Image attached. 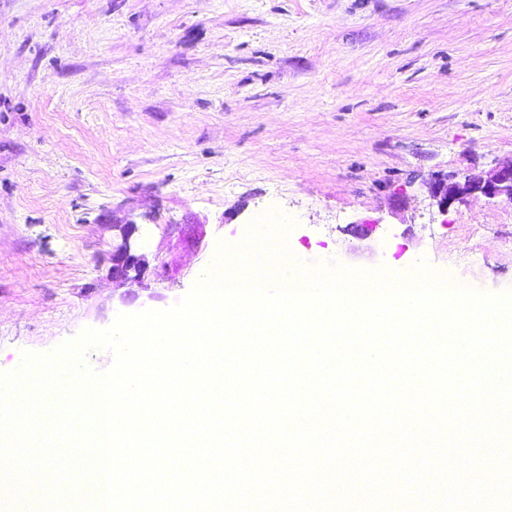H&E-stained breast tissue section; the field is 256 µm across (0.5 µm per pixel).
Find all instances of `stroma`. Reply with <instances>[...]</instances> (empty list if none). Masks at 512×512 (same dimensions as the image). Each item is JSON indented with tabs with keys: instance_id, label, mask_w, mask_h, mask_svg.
<instances>
[{
	"instance_id": "obj_1",
	"label": "stroma",
	"mask_w": 512,
	"mask_h": 512,
	"mask_svg": "<svg viewBox=\"0 0 512 512\" xmlns=\"http://www.w3.org/2000/svg\"><path fill=\"white\" fill-rule=\"evenodd\" d=\"M511 163L512 0H0V373L170 308L272 208L308 267L512 290V203L430 193ZM130 219L167 274L112 279Z\"/></svg>"
}]
</instances>
